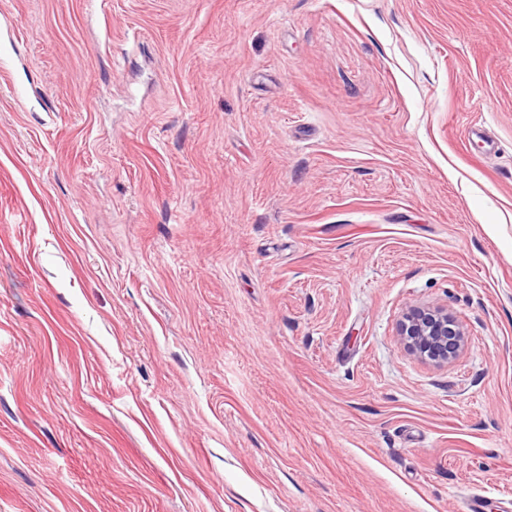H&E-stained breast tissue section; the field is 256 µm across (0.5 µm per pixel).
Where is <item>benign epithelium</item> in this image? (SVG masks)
Wrapping results in <instances>:
<instances>
[{"instance_id": "7a95c632", "label": "benign epithelium", "mask_w": 512, "mask_h": 512, "mask_svg": "<svg viewBox=\"0 0 512 512\" xmlns=\"http://www.w3.org/2000/svg\"><path fill=\"white\" fill-rule=\"evenodd\" d=\"M399 335L412 353L437 364L454 359L466 340L460 324L439 308L410 310L400 323Z\"/></svg>"}]
</instances>
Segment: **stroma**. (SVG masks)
I'll use <instances>...</instances> for the list:
<instances>
[{"label": "stroma", "mask_w": 512, "mask_h": 512, "mask_svg": "<svg viewBox=\"0 0 512 512\" xmlns=\"http://www.w3.org/2000/svg\"><path fill=\"white\" fill-rule=\"evenodd\" d=\"M1 10L0 512H504L512 0ZM399 336L412 353L437 364L454 359L466 340L460 324L439 308L410 310L400 323Z\"/></svg>", "instance_id": "stroma-1"}]
</instances>
